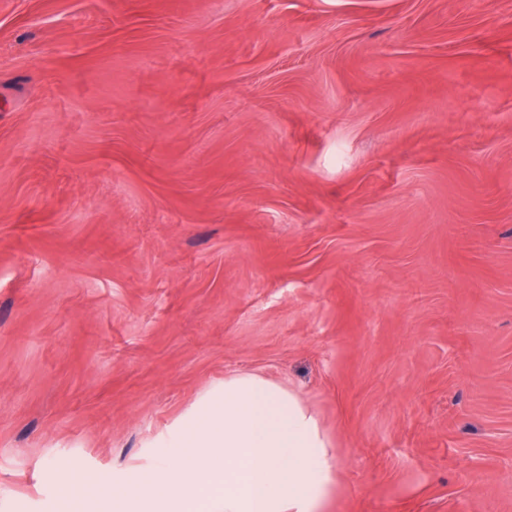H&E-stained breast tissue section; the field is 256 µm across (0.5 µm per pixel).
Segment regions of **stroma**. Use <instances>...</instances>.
<instances>
[{
    "instance_id": "obj_1",
    "label": "stroma",
    "mask_w": 512,
    "mask_h": 512,
    "mask_svg": "<svg viewBox=\"0 0 512 512\" xmlns=\"http://www.w3.org/2000/svg\"><path fill=\"white\" fill-rule=\"evenodd\" d=\"M233 372L323 512H512V0H0V512Z\"/></svg>"
}]
</instances>
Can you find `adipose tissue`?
<instances>
[{
  "instance_id": "ef3b65f1",
  "label": "adipose tissue",
  "mask_w": 512,
  "mask_h": 512,
  "mask_svg": "<svg viewBox=\"0 0 512 512\" xmlns=\"http://www.w3.org/2000/svg\"><path fill=\"white\" fill-rule=\"evenodd\" d=\"M185 432L173 457L112 497L110 512H321L333 458L287 388L229 375Z\"/></svg>"
}]
</instances>
